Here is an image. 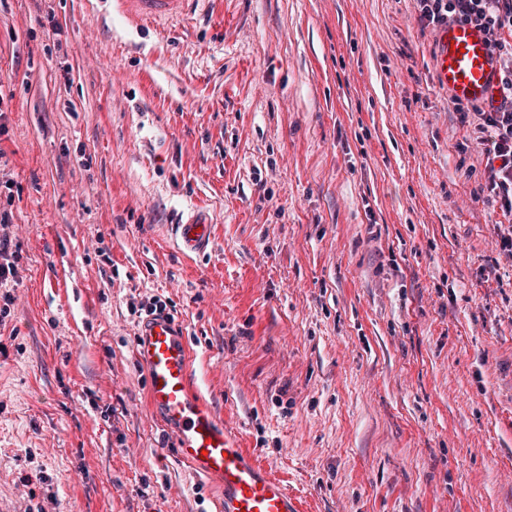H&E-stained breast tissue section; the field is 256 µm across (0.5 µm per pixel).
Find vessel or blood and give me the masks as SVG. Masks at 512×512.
<instances>
[{
    "instance_id": "1",
    "label": "vessel or blood",
    "mask_w": 512,
    "mask_h": 512,
    "mask_svg": "<svg viewBox=\"0 0 512 512\" xmlns=\"http://www.w3.org/2000/svg\"><path fill=\"white\" fill-rule=\"evenodd\" d=\"M197 0H120L125 18L141 24L184 17ZM436 75L451 96L483 102L496 93L497 64L487 33L472 24L451 23L441 31ZM178 246L204 252L208 222L176 224ZM135 356L147 372V402L155 419L172 430L176 456L196 475L218 486L214 512H300L298 497L244 448L238 432L217 417L190 389V346L182 324L168 314L146 318L138 329Z\"/></svg>"
}]
</instances>
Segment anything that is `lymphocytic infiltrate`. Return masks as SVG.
Listing matches in <instances>:
<instances>
[{"label":"lymphocytic infiltrate","mask_w":512,"mask_h":512,"mask_svg":"<svg viewBox=\"0 0 512 512\" xmlns=\"http://www.w3.org/2000/svg\"><path fill=\"white\" fill-rule=\"evenodd\" d=\"M420 19L431 34L451 22L482 27L498 64L496 103L462 102L448 106L467 131L461 153H473L483 168L477 192L504 215L512 217V0H414Z\"/></svg>","instance_id":"1"}]
</instances>
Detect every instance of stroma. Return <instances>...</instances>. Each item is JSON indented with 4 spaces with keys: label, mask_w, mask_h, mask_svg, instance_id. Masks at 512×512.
I'll return each instance as SVG.
<instances>
[{
    "label": "stroma",
    "mask_w": 512,
    "mask_h": 512,
    "mask_svg": "<svg viewBox=\"0 0 512 512\" xmlns=\"http://www.w3.org/2000/svg\"><path fill=\"white\" fill-rule=\"evenodd\" d=\"M435 50L413 0H0V512H212L148 410L156 297L303 512H512V260ZM125 18L131 23L141 24L161 19H180L190 10V6L208 3L209 0H120ZM8 198L6 206L0 207V288H8V283L15 277L18 263L22 259L12 239L14 215L11 191ZM174 235L178 246L188 253H203L211 242V224L188 219L175 224Z\"/></svg>",
    "instance_id": "35a3bbf8"
}]
</instances>
